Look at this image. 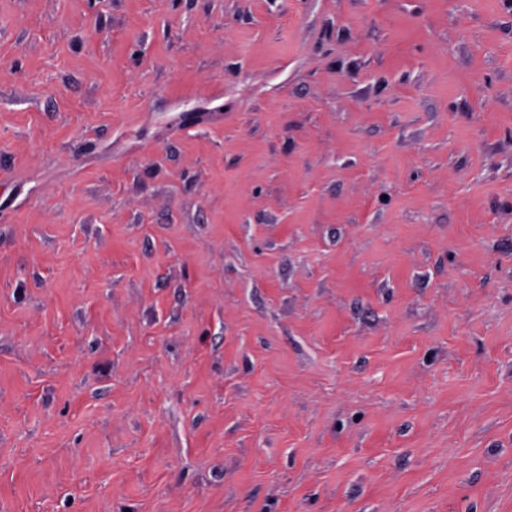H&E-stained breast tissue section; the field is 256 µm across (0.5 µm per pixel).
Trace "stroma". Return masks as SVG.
<instances>
[{
  "label": "stroma",
  "instance_id": "obj_1",
  "mask_svg": "<svg viewBox=\"0 0 512 512\" xmlns=\"http://www.w3.org/2000/svg\"><path fill=\"white\" fill-rule=\"evenodd\" d=\"M0 512H512V0H0Z\"/></svg>",
  "mask_w": 512,
  "mask_h": 512
}]
</instances>
